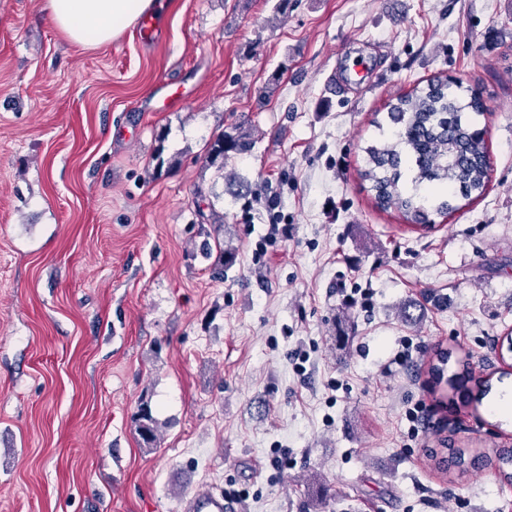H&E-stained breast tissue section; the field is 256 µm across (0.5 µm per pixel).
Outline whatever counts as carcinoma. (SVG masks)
Instances as JSON below:
<instances>
[{
  "instance_id": "cac0c4a2",
  "label": "carcinoma",
  "mask_w": 512,
  "mask_h": 512,
  "mask_svg": "<svg viewBox=\"0 0 512 512\" xmlns=\"http://www.w3.org/2000/svg\"><path fill=\"white\" fill-rule=\"evenodd\" d=\"M461 92L462 83L438 78L423 89L397 97L388 105L385 122H376L384 140L365 148L361 175L372 183L376 203L402 212L414 225L431 223L433 214H450L456 210L455 198L480 195L487 185V146L472 124L473 115L485 106L476 95L463 101ZM250 148L244 134L223 133L211 143L207 161L221 171L224 159ZM136 430L144 447L156 445L159 427L145 403L136 415ZM431 458L446 473L488 468L512 484V448H495L471 457L449 444L443 455L433 453Z\"/></svg>"
}]
</instances>
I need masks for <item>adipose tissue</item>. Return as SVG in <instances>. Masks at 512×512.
Wrapping results in <instances>:
<instances>
[{
    "instance_id": "adipose-tissue-1",
    "label": "adipose tissue",
    "mask_w": 512,
    "mask_h": 512,
    "mask_svg": "<svg viewBox=\"0 0 512 512\" xmlns=\"http://www.w3.org/2000/svg\"><path fill=\"white\" fill-rule=\"evenodd\" d=\"M54 27L82 48L108 45L143 14L153 13L155 0H44Z\"/></svg>"
}]
</instances>
